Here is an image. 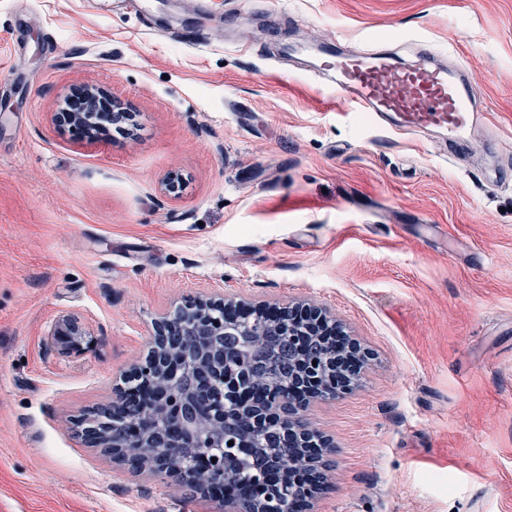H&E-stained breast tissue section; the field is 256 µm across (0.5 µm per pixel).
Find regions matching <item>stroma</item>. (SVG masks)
<instances>
[{"label":"stroma","instance_id":"obj_1","mask_svg":"<svg viewBox=\"0 0 512 512\" xmlns=\"http://www.w3.org/2000/svg\"><path fill=\"white\" fill-rule=\"evenodd\" d=\"M191 2L0 0V512H224L73 428L194 297L304 300L371 351L304 413L336 446L312 512H512V0ZM334 37L465 69L467 157L333 94ZM88 88L134 134L69 132ZM54 344L61 350L74 352L76 354L83 353L91 348L92 339L85 338V333L79 326L77 321L70 320L55 329L52 334Z\"/></svg>","mask_w":512,"mask_h":512}]
</instances>
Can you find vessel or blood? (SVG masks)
<instances>
[{
    "label": "vessel or blood",
    "instance_id": "b4317fda",
    "mask_svg": "<svg viewBox=\"0 0 512 512\" xmlns=\"http://www.w3.org/2000/svg\"><path fill=\"white\" fill-rule=\"evenodd\" d=\"M321 51L337 96L369 119L387 121L400 134L444 133L458 146L473 131L478 113L461 67L437 64L424 50L407 62L378 51L353 54L329 45Z\"/></svg>",
    "mask_w": 512,
    "mask_h": 512
}]
</instances>
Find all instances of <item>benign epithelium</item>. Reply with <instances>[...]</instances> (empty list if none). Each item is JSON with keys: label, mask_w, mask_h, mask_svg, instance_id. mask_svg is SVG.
I'll use <instances>...</instances> for the list:
<instances>
[{"label": "benign epithelium", "mask_w": 512, "mask_h": 512, "mask_svg": "<svg viewBox=\"0 0 512 512\" xmlns=\"http://www.w3.org/2000/svg\"><path fill=\"white\" fill-rule=\"evenodd\" d=\"M226 336H264L270 346L286 336L293 369L261 378L244 352L224 345ZM53 342L76 354L92 345L74 320L55 329ZM150 344L145 361L115 388L112 405L97 410L103 421L124 412L126 423L102 431L77 421L88 444L139 472L186 482L201 462L210 469L202 493L222 496L224 512H274L277 500L266 489L278 478L294 488L288 512H301L326 488L327 458L335 447L303 421L302 412L314 400L350 393L371 359L326 310L301 302L270 309L233 298H196L156 319ZM267 429L281 434L278 475L249 447ZM244 459L250 469L239 481L235 468Z\"/></svg>", "instance_id": "obj_1"}]
</instances>
